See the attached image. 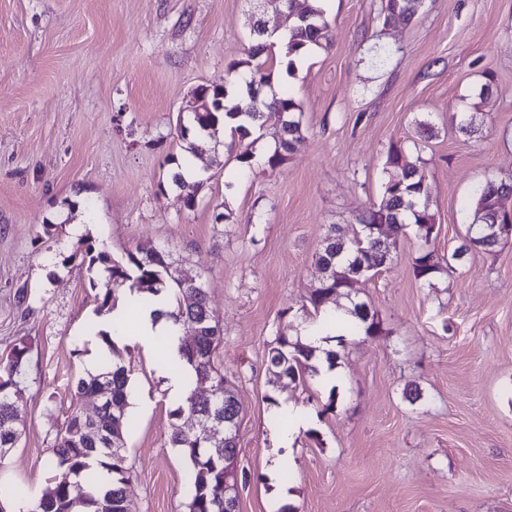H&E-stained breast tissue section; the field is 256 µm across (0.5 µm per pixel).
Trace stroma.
Returning <instances> with one entry per match:
<instances>
[{
	"label": "stroma",
	"instance_id": "obj_1",
	"mask_svg": "<svg viewBox=\"0 0 512 512\" xmlns=\"http://www.w3.org/2000/svg\"><path fill=\"white\" fill-rule=\"evenodd\" d=\"M321 4L330 48L293 73L271 68L273 89L302 106L303 138L274 172L243 176L222 135L192 159L204 184L190 210L170 185L177 119L195 87L223 85L247 59L249 0H0V358L29 350L0 487L51 484L50 448L95 352L85 239L116 259L155 245L204 282L224 334L216 362L242 407L239 512H277L280 488L292 512H512V241L427 286L413 274L423 239L401 236L393 265L356 288L382 335L340 348L337 393L314 380L281 389L309 423L292 448L273 447L268 351L305 322L328 226L353 236L355 215L381 203L390 144L430 185L442 254L470 224L476 187L512 177V0H425L407 23L386 20L381 0ZM464 112L480 134L458 131ZM118 351L136 422L127 495L135 512H187L161 358ZM411 384L424 394L414 404ZM278 454L290 476L271 475Z\"/></svg>",
	"mask_w": 512,
	"mask_h": 512
}]
</instances>
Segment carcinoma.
<instances>
[{
  "label": "carcinoma",
  "instance_id": "1",
  "mask_svg": "<svg viewBox=\"0 0 512 512\" xmlns=\"http://www.w3.org/2000/svg\"><path fill=\"white\" fill-rule=\"evenodd\" d=\"M423 0H384L382 10L386 18L409 21L415 17ZM260 16L251 15L250 31L256 44L250 58L230 63L228 79L224 86L208 89L198 88L200 95L211 105L212 111L195 116L189 128L176 127L178 138L186 139V152L195 155L212 149L218 130L229 120L231 136L237 138L238 153L235 161L241 171L254 168L255 156L251 146L244 140L261 130L267 123L279 126L276 148L264 161L266 169L279 167L293 151L294 144L303 135V112L299 102L288 96L271 93V98L254 100L237 86L238 81L257 83L261 87L270 85V72L266 62L258 57L269 54L271 47L257 25ZM329 23L320 0H309L298 11L288 28L285 56L286 69L292 71L295 59L315 48L326 46ZM386 165L394 171L384 187L380 205L372 206L356 217L359 231L347 238L331 227L316 255V264L321 277L311 290L308 302L314 313L322 314V320L313 326L326 335L336 338L363 336L373 338L382 333L381 323L361 302H351L349 310L354 320L348 321L338 312L328 313L323 305L331 295L351 298L357 284L390 267L395 258L398 237L411 224L416 225L424 238V246L413 259L415 277L424 283L442 271L453 270L462 265L465 255L473 248L492 252L506 242L501 225L495 223L496 208L507 205L512 198V178L490 179L474 191L473 221L469 225L460 246L448 256L438 254L430 245L435 229V218L426 204L429 185L423 177L416 176L418 166L409 160L404 149L390 144ZM172 185L185 192V206L196 208L203 181H191L177 171L172 175ZM88 260V269H95L104 279L102 292L96 295L97 311L111 308L116 293L124 288L130 292L147 290L153 295L169 287L175 289L172 309L164 316L176 325L193 327L197 331L195 346H181L184 363L172 364L175 371L190 367L187 380L190 386L186 397L178 401L171 412L175 419L186 413L205 414L214 408V402H224V412L232 417L240 415V408L232 401L224 400V372L215 363L216 350L223 342V332L213 317L205 284L201 278H185L181 268L170 260V255L155 247H138L126 253L122 259H114L108 253L95 251L91 243L80 250ZM106 350L100 372L89 373L78 379L72 399L80 400L96 394L107 386L112 407L119 409L118 415L105 412L90 422L77 408L66 417L58 430L52 447V464L61 470L55 475L52 486L40 499L33 512H133L126 496V485L131 476V466L126 455V436L134 428L135 421L127 412L130 390L129 370L116 350V344L105 341ZM315 349L302 341L301 335L290 338L280 335L269 349L267 372L269 383L276 386L284 379L306 384L319 375L318 368L311 363ZM25 348L15 347L11 351L3 372L0 373V448L13 447L20 433L12 425V419L24 402V389L18 380ZM95 427L98 440L90 437V427ZM168 442L177 448L190 462L188 482L193 494L187 505L188 512H224V481L229 475L231 458L239 454L236 443L214 441L192 434L176 425ZM107 459L105 466L112 474V481L104 484L92 467L97 458ZM82 480L85 494L76 498L71 495L72 480Z\"/></svg>",
  "mask_w": 512,
  "mask_h": 512
}]
</instances>
